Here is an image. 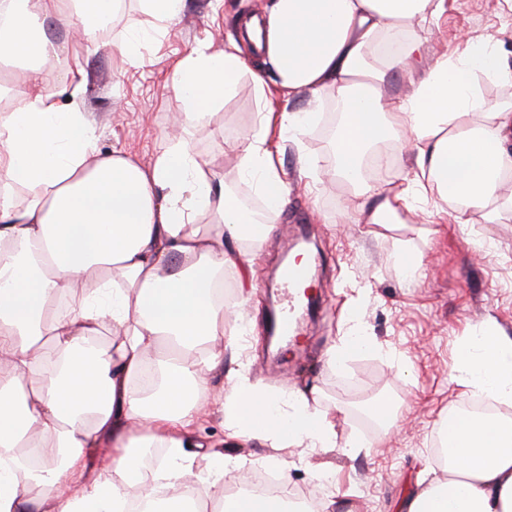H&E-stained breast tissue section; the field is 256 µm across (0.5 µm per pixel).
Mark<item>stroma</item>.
Here are the masks:
<instances>
[{
    "mask_svg": "<svg viewBox=\"0 0 512 512\" xmlns=\"http://www.w3.org/2000/svg\"><path fill=\"white\" fill-rule=\"evenodd\" d=\"M447 12L415 34L424 39L430 58L455 55L465 40H497L512 73V0H447ZM266 0H186L180 19L163 41L154 64L125 61L114 45L125 35L148 29L150 17L140 0H123L98 51L78 59L61 57L43 64L37 74L46 86L59 88L74 65L86 78L82 104L96 129L101 152L127 154L149 165L166 146L164 133L180 118L183 101L164 83L168 69L200 42L220 50L236 30L240 12L263 14ZM258 101L250 77H242L235 93L213 107L211 118L197 126L191 145L198 157L224 176L232 192L251 191L230 145L256 132ZM333 164L332 145L313 126L300 145L280 151L278 164L288 178V196L274 221L275 236L255 267L258 293L286 254L287 225L307 222L320 261L313 290L320 296L315 321L302 324L306 352L299 364H274L265 344L267 303L259 301L255 323L234 348L224 353L223 367L210 374L221 390L229 369L245 366L253 384L268 392L316 388L332 418L339 447L318 452L312 463L333 473L330 482L314 477L298 461L297 449L277 450L257 440H229L223 417L212 406L199 413L193 449L192 486L203 500L222 495L226 481L257 468L277 471L283 483L305 488L321 499H335L337 512L354 503L358 512H405L425 479L443 478L434 452L438 426L447 406L465 401L451 383L457 349L464 337L480 334L486 320L512 337V210L496 221L487 207L468 211L467 223L446 219L435 224L443 202L437 196L418 199L413 212L390 224L358 223L348 203L349 187L323 181L307 185L300 156ZM403 249L419 251L422 267L407 278L395 262ZM364 336V349L328 364L326 352L353 335ZM385 404L397 418L386 427L371 411ZM357 435L362 448L341 445ZM227 455L238 465L228 476L215 471V458Z\"/></svg>",
    "mask_w": 512,
    "mask_h": 512,
    "instance_id": "1",
    "label": "stroma"
}]
</instances>
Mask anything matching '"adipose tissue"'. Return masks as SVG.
Returning <instances> with one entry per match:
<instances>
[{"label": "adipose tissue", "mask_w": 512, "mask_h": 512, "mask_svg": "<svg viewBox=\"0 0 512 512\" xmlns=\"http://www.w3.org/2000/svg\"><path fill=\"white\" fill-rule=\"evenodd\" d=\"M153 23L117 43L144 61L146 44L183 13L186 0H141ZM446 0H268L243 19L249 50L196 45L165 84L185 103L168 147L142 166L96 146L78 101L61 102L39 83L49 58L70 53L45 31L46 19L72 28L76 46L97 45L112 0H0V58L20 66L11 107L0 114V512H125L127 502L156 512H206L182 493L193 459L190 432L211 390L207 374L224 364V303L214 287L232 274L240 304L255 258L288 193L262 129L281 141L311 125L322 97L343 120L334 174L347 183L362 223L386 224L411 211L415 197L437 194L457 223L497 197L512 178V100L486 101L474 82L506 71L496 45L467 42L454 57L423 66L415 27L445 11ZM263 59L252 69L248 53ZM258 94L275 87L279 109L261 108L260 131L235 144L242 174L266 203L262 217L225 191L220 174L193 153L189 134L208 106L232 95L243 75ZM411 92L385 96L391 75ZM308 95L304 110L290 108ZM399 141L412 157L401 182L373 183L363 168L377 147ZM210 214L211 223L198 219ZM75 301L61 318L60 293ZM111 343H98L102 331ZM458 382L512 404V337L488 325L456 356ZM221 407L229 438L277 449L335 447L334 423L317 393H298L290 410L260 392L245 368L233 371ZM449 460L408 512H512V417L475 418L449 408L440 431ZM109 444L111 462L96 450ZM38 449L42 465L23 456ZM137 448H163V483L143 481ZM139 485L129 495L130 485ZM42 490L29 497L28 486Z\"/></svg>", "instance_id": "ef3b65f1"}]
</instances>
